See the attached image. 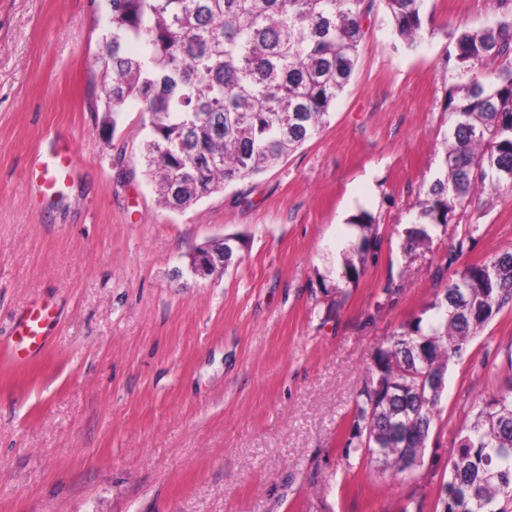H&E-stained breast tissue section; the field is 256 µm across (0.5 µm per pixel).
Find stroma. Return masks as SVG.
Segmentation results:
<instances>
[{
	"label": "stroma",
	"mask_w": 512,
	"mask_h": 512,
	"mask_svg": "<svg viewBox=\"0 0 512 512\" xmlns=\"http://www.w3.org/2000/svg\"><path fill=\"white\" fill-rule=\"evenodd\" d=\"M505 11L426 0L411 46L375 0L321 133L173 210L140 163L142 113L106 131L91 110L101 0H0V512H435L459 430L512 386V312L450 365L417 481L345 443L376 348L444 287L461 225L481 227L466 262L512 248V193L404 248L443 167L453 36ZM51 145L74 162L45 195L28 172ZM229 235L240 263L187 273ZM351 248L367 257L355 281ZM37 304L53 329L21 359L15 327Z\"/></svg>",
	"instance_id": "35a3bbf8"
}]
</instances>
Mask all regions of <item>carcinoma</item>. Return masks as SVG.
<instances>
[{
    "label": "carcinoma",
    "instance_id": "1",
    "mask_svg": "<svg viewBox=\"0 0 512 512\" xmlns=\"http://www.w3.org/2000/svg\"><path fill=\"white\" fill-rule=\"evenodd\" d=\"M396 34L423 37L425 0H384ZM374 0H112L99 58L103 125L148 115L141 162L171 209L258 175L318 135L352 75ZM444 171L424 191L406 247L482 194L512 193V16L458 31ZM478 224L461 229L456 264ZM512 310V250L455 269L430 314L376 349L345 448L414 479L448 366ZM440 512H512V396L478 406L448 460Z\"/></svg>",
    "mask_w": 512,
    "mask_h": 512
}]
</instances>
